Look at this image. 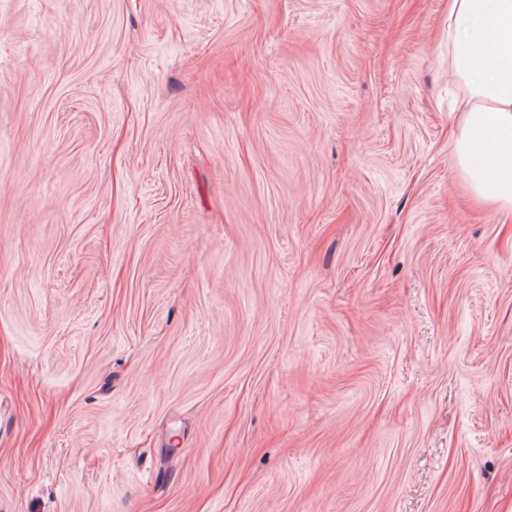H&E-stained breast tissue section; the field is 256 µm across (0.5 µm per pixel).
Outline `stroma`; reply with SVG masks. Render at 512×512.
Returning a JSON list of instances; mask_svg holds the SVG:
<instances>
[{"instance_id": "stroma-1", "label": "stroma", "mask_w": 512, "mask_h": 512, "mask_svg": "<svg viewBox=\"0 0 512 512\" xmlns=\"http://www.w3.org/2000/svg\"><path fill=\"white\" fill-rule=\"evenodd\" d=\"M446 8L0 0V512H512Z\"/></svg>"}]
</instances>
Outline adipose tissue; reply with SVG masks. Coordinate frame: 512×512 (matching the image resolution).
<instances>
[{"label":"adipose tissue","mask_w":512,"mask_h":512,"mask_svg":"<svg viewBox=\"0 0 512 512\" xmlns=\"http://www.w3.org/2000/svg\"><path fill=\"white\" fill-rule=\"evenodd\" d=\"M444 36L460 88L455 164L474 202L512 211V0H448Z\"/></svg>","instance_id":"ef3b65f1"}]
</instances>
